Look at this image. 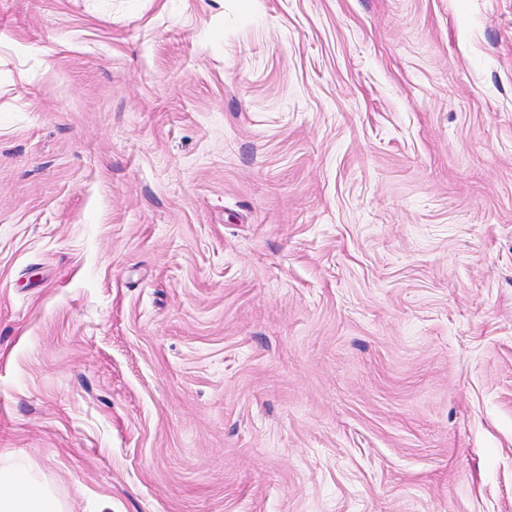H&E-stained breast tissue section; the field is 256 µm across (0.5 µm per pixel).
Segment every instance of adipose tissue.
Instances as JSON below:
<instances>
[{"instance_id":"ef3b65f1","label":"adipose tissue","mask_w":512,"mask_h":512,"mask_svg":"<svg viewBox=\"0 0 512 512\" xmlns=\"http://www.w3.org/2000/svg\"><path fill=\"white\" fill-rule=\"evenodd\" d=\"M0 512H66V506L26 458L4 452L0 453Z\"/></svg>"}]
</instances>
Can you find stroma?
Returning a JSON list of instances; mask_svg holds the SVG:
<instances>
[{"label":"stroma","mask_w":512,"mask_h":512,"mask_svg":"<svg viewBox=\"0 0 512 512\" xmlns=\"http://www.w3.org/2000/svg\"><path fill=\"white\" fill-rule=\"evenodd\" d=\"M0 451L512 512V0H0Z\"/></svg>","instance_id":"35a3bbf8"}]
</instances>
